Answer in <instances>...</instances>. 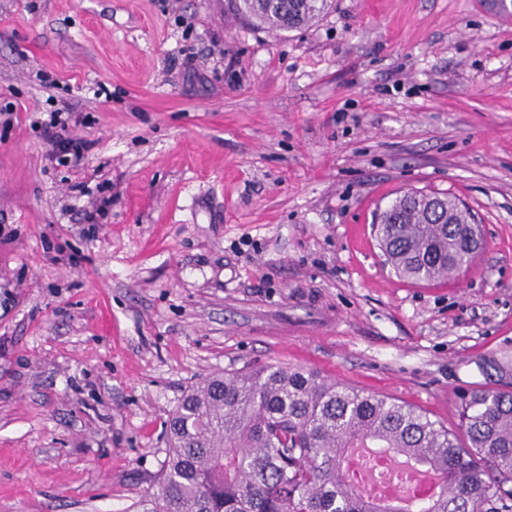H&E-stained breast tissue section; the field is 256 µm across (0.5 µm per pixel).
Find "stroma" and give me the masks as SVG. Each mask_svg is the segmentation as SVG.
<instances>
[{
	"instance_id": "obj_1",
	"label": "stroma",
	"mask_w": 512,
	"mask_h": 512,
	"mask_svg": "<svg viewBox=\"0 0 512 512\" xmlns=\"http://www.w3.org/2000/svg\"><path fill=\"white\" fill-rule=\"evenodd\" d=\"M224 5L0 0V512H137L215 372L313 370L451 428L512 383V17L334 0L275 32ZM56 110L82 166L43 156ZM410 190L472 210L467 273L386 264L372 224Z\"/></svg>"
}]
</instances>
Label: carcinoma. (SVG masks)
Listing matches in <instances>:
<instances>
[{
	"label": "carcinoma",
	"mask_w": 512,
	"mask_h": 512,
	"mask_svg": "<svg viewBox=\"0 0 512 512\" xmlns=\"http://www.w3.org/2000/svg\"><path fill=\"white\" fill-rule=\"evenodd\" d=\"M228 10L277 30L306 27L331 0H277ZM407 191L377 216L387 262L414 281L470 267L483 241L469 208L446 193L453 223ZM450 429L404 402L313 371L265 365L215 374L171 414L162 476L138 512H509L512 501V386L463 393ZM372 448L395 465L431 476L393 504L350 478L355 450Z\"/></svg>",
	"instance_id": "carcinoma-1"
}]
</instances>
